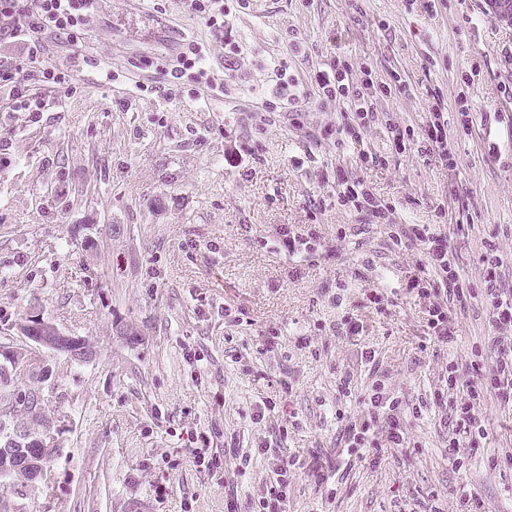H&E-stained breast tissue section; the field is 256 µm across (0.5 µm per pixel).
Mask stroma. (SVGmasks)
Returning a JSON list of instances; mask_svg holds the SVG:
<instances>
[{
    "mask_svg": "<svg viewBox=\"0 0 512 512\" xmlns=\"http://www.w3.org/2000/svg\"><path fill=\"white\" fill-rule=\"evenodd\" d=\"M223 2L234 48L184 0H106L77 42L42 35V64L68 81L30 85L40 111L15 110L0 88V337L38 311L100 351L89 364L55 363L63 451L29 488L28 512L243 510L275 459L335 456L337 412L361 413L379 377L402 399L410 447L379 449L376 464L350 462L323 482L296 471L288 512H413L430 494L441 512H460L470 494L481 512H512V404L481 400L487 438L461 448L456 464L446 446L457 425L436 398L449 361L487 349L482 306L453 311V342L426 345L428 301L406 288L418 251L394 246L370 211L338 205L335 180L342 170L364 182L391 207L389 224L448 231L470 280L498 239L512 290V25L487 0H439L431 15L420 0ZM191 44L223 94L192 72L157 92L155 68L139 64ZM339 61L391 86L372 102L366 139L383 163L319 137L349 109L323 103L314 83ZM103 66L111 78L99 77ZM437 96L455 142L451 169L396 152L384 135L389 122L421 130ZM458 224L467 232L454 233ZM289 231L313 233L316 251L288 262L274 244ZM375 293L383 309L369 307ZM346 316L363 320L362 335L336 334ZM123 326L133 336L117 335ZM261 399L275 409L251 419ZM196 433L221 454L223 480L194 463Z\"/></svg>",
    "mask_w": 512,
    "mask_h": 512,
    "instance_id": "stroma-1",
    "label": "stroma"
}]
</instances>
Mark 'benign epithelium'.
I'll use <instances>...</instances> for the list:
<instances>
[{"mask_svg":"<svg viewBox=\"0 0 512 512\" xmlns=\"http://www.w3.org/2000/svg\"><path fill=\"white\" fill-rule=\"evenodd\" d=\"M488 2L499 20L512 24V0ZM15 328L22 345L15 344L12 336L0 342V372L19 379H40L39 390H17L11 400L12 407L28 409V414L38 424L12 421L0 425V436L5 440L4 446L0 447V466L3 467L0 474L12 478L24 470L30 473V478L39 480L44 478L50 461L61 446V418L49 409V401L58 389L53 362L62 357L74 363H88L98 357L99 350L86 337L64 331L38 312L26 314ZM16 445L38 448L40 454L17 463Z\"/></svg>","mask_w":512,"mask_h":512,"instance_id":"obj_1","label":"benign epithelium"}]
</instances>
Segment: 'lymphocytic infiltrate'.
I'll return each mask as SVG.
<instances>
[{
  "instance_id": "f902f5d3",
  "label": "lymphocytic infiltrate",
  "mask_w": 512,
  "mask_h": 512,
  "mask_svg": "<svg viewBox=\"0 0 512 512\" xmlns=\"http://www.w3.org/2000/svg\"><path fill=\"white\" fill-rule=\"evenodd\" d=\"M0 17L9 21L10 37L26 44L24 59L0 63V87L17 88L15 105L26 110L31 106L25 94L28 82L59 85L66 81L65 73L54 67L27 69V62L36 61L41 55L40 35L49 31L77 40L90 18L76 0H0ZM315 85L327 100L345 99L351 103L350 112L336 128L342 142L356 148L362 162H381V155L365 150L364 140L370 129L368 100L382 93V86L371 82L355 85L350 71L339 66L317 71ZM386 130L396 151L414 147L418 152L436 155L446 167L454 166L455 145L448 138L441 102L432 104L421 131L414 132L395 123L388 124ZM336 186L338 201L369 209L376 218L388 219V205L378 200L360 180L340 173L336 176ZM389 234L394 245L418 247L422 255L419 271L410 281L409 289L429 301L426 312L430 341L446 344L455 337L449 302L463 306L479 297L487 303L486 319L494 332L491 360L471 361L470 368L476 374L472 380L463 379L456 364L448 366L446 383L449 389L463 387L468 393L467 401L458 404L454 411L455 420L464 432L463 438L454 437L448 441V453L454 456L461 443L476 448L486 435V428L475 411V400L487 395L512 400V291L501 286L504 255L496 244L486 247L478 263L481 287L473 294L465 291L467 277L448 252L447 233L429 224H393ZM400 404L399 396L388 384L374 381L363 399L362 415L347 420L343 433L344 451L350 454L358 448L377 447L376 431L380 428L384 429L390 447H408L409 433L399 417Z\"/></svg>"
}]
</instances>
